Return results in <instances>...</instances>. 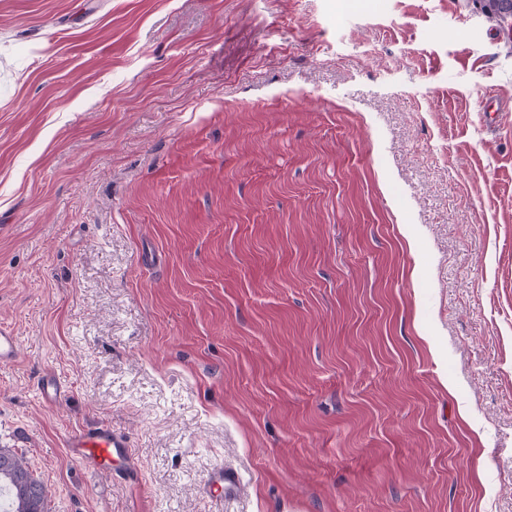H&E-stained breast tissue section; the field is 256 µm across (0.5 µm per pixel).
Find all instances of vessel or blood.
Returning a JSON list of instances; mask_svg holds the SVG:
<instances>
[{
    "label": "vessel or blood",
    "mask_w": 512,
    "mask_h": 512,
    "mask_svg": "<svg viewBox=\"0 0 512 512\" xmlns=\"http://www.w3.org/2000/svg\"><path fill=\"white\" fill-rule=\"evenodd\" d=\"M43 401L50 405L61 403L67 392L52 375L44 376L38 385ZM65 446L73 459L89 463L104 472H112L114 460L126 459L129 441L105 425H95L68 434Z\"/></svg>",
    "instance_id": "obj_1"
}]
</instances>
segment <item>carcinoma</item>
Segmentation results:
<instances>
[{
    "mask_svg": "<svg viewBox=\"0 0 512 512\" xmlns=\"http://www.w3.org/2000/svg\"><path fill=\"white\" fill-rule=\"evenodd\" d=\"M512 10V0H488L486 18L500 25L502 10ZM7 498L0 512H47L43 482L28 469L24 460L9 448H0V492Z\"/></svg>",
    "mask_w": 512,
    "mask_h": 512,
    "instance_id": "cac0c4a2",
    "label": "carcinoma"
}]
</instances>
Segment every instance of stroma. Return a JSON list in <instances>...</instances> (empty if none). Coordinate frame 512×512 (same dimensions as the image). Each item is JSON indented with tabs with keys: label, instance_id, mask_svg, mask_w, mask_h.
<instances>
[{
	"label": "stroma",
	"instance_id": "stroma-1",
	"mask_svg": "<svg viewBox=\"0 0 512 512\" xmlns=\"http://www.w3.org/2000/svg\"><path fill=\"white\" fill-rule=\"evenodd\" d=\"M1 324L48 512H512V51L467 0H0ZM43 401L49 405L61 403L67 397V391L53 375L44 376L37 386ZM65 448H69L73 459L89 463L111 476L126 475L113 468V458L124 460L128 457L129 441L106 425H95L68 434ZM239 476L236 471L224 469V466L217 467L210 476V485L224 491L228 496L235 492L239 485Z\"/></svg>",
	"mask_w": 512,
	"mask_h": 512
}]
</instances>
